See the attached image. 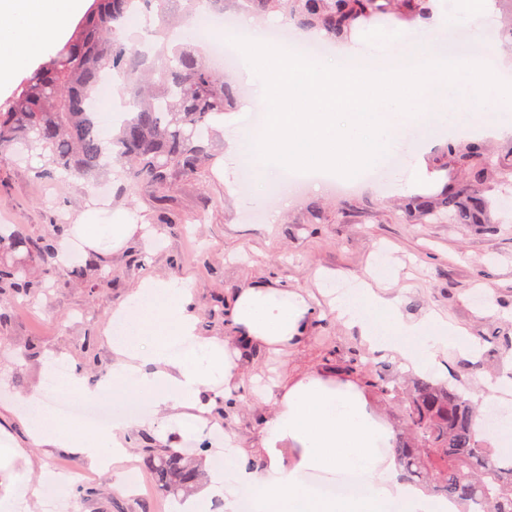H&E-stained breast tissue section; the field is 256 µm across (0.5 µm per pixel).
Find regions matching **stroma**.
Returning a JSON list of instances; mask_svg holds the SVG:
<instances>
[{
    "label": "stroma",
    "mask_w": 512,
    "mask_h": 512,
    "mask_svg": "<svg viewBox=\"0 0 512 512\" xmlns=\"http://www.w3.org/2000/svg\"><path fill=\"white\" fill-rule=\"evenodd\" d=\"M512 20V0H494L490 21H475L447 33L450 41L471 44L490 60L512 61V44L498 38ZM213 67L239 91L229 124L215 131L212 167L177 176L168 192L147 182L130 186L110 170L91 184L61 174L42 177V161L27 154L0 160V224H9L32 237L47 235L53 225L75 223L86 210L106 200L107 210H124L144 221L115 248L102 244L96 254L104 260L106 280L95 273L75 279L60 273L46 278L43 291L24 302L0 298L11 320L0 327V436L14 455L0 466V496L26 497L27 512H40V498L25 494L39 486L50 461L70 466L80 485L94 487L83 512H167L151 473H143L144 489L122 493L112 472L92 466L68 448L36 444L24 420L22 399L40 389L56 357L66 358L87 391H95L111 374L114 359L108 332L112 312L144 279L177 277L191 280L198 309L197 333L227 336L223 301L252 282H279L288 290L317 294V275L331 272L346 286L365 279L377 257H389L394 273L387 291L399 296L406 315L419 317L437 310L449 322L474 337L479 357L449 351L447 371L460 373L466 396L484 392L487 378L505 371L512 350L497 339L512 336V219H504L497 201L512 193V179L491 192L494 229L483 224H451L430 220L417 224L397 209L416 193H433L447 178L446 171L419 172L409 186L396 187L390 176L372 187L354 181H310L290 184L275 203L255 209L238 191L240 168L221 165L226 136L249 127L262 93L257 81L233 71L230 60H213ZM99 340L94 365L82 367L81 344L87 335ZM41 355L18 358L28 343ZM363 352L375 364H399L396 353L363 350L356 330L326 312L316 319L304 346L261 347L241 358L242 386L228 420L237 442L258 445L262 426L276 409L275 399H262L251 390L254 376L264 382L318 374L335 381L334 356Z\"/></svg>",
    "instance_id": "stroma-1"
}]
</instances>
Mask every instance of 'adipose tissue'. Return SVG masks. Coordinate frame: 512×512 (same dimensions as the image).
I'll return each instance as SVG.
<instances>
[{"instance_id": "obj_1", "label": "adipose tissue", "mask_w": 512, "mask_h": 512, "mask_svg": "<svg viewBox=\"0 0 512 512\" xmlns=\"http://www.w3.org/2000/svg\"><path fill=\"white\" fill-rule=\"evenodd\" d=\"M84 0H0V90L9 88L20 69L40 56L62 33L67 19L81 12ZM136 221L124 211L80 216L73 226L90 248L103 237L121 245ZM391 270L374 266L371 281H360L352 294L336 293L320 281L332 311L358 328L369 350L396 352L407 369L441 370L449 348L474 354L466 331L436 311L413 318L398 297L377 289ZM191 281L147 278L112 314L122 323L112 338L113 402L145 401L153 415L174 412L181 433L197 430L196 414L206 411L208 385L223 384L232 398L240 377L226 342L198 335ZM228 317L239 350L255 345L298 344L307 337L321 311L311 297L276 288L250 287L234 294ZM28 422L34 437L71 448L91 461L111 453L120 461L127 422L111 429L75 434L66 425L51 435L43 427L54 418L51 408L30 395ZM390 431L370 411L352 381L330 384L309 374L281 386L277 408L265 423L261 447L235 444L224 435L226 469L212 471L209 485L186 503V512H207L213 494L224 497L225 512H236V490L254 495L255 512H459L455 503L425 495L397 477V463L385 447ZM355 474L365 485L361 495L327 496L314 479L320 474Z\"/></svg>"}]
</instances>
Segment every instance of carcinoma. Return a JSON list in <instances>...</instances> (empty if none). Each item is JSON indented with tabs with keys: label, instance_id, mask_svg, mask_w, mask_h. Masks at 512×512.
Returning a JSON list of instances; mask_svg holds the SVG:
<instances>
[{
	"label": "carcinoma",
	"instance_id": "1",
	"mask_svg": "<svg viewBox=\"0 0 512 512\" xmlns=\"http://www.w3.org/2000/svg\"><path fill=\"white\" fill-rule=\"evenodd\" d=\"M199 0H91L71 36L0 102V156L22 149L38 154L44 170L89 180L103 175L111 162L122 165L131 184L172 186L180 174L212 161L206 144L213 119L224 114L234 91L224 75L209 67L184 43L169 48L171 31L195 12ZM255 13L280 11L300 29L318 28L333 42L346 39L357 24L374 16L398 21L425 19L429 0H246ZM156 7L162 23L155 30L161 46L148 55L122 34L137 11ZM125 84L131 108L109 141L101 137L93 102L106 75ZM512 147L500 157L482 145L456 136L432 159L456 175L431 195L408 199L405 212L422 223L442 213L457 224H488L487 192L494 176L512 172ZM67 226L56 225L51 238L24 237L0 225V253L24 250L11 261L0 260V295L28 298L42 291L44 274L57 269V255ZM364 387L384 395L400 412L394 454L401 476L431 495L456 503L459 512H512V459L496 455L479 426L480 401L460 392L459 376L442 383L384 370L354 353L336 369ZM142 464L166 493L188 494L204 474L196 459L167 448H154L137 435Z\"/></svg>",
	"mask_w": 512,
	"mask_h": 512
}]
</instances>
